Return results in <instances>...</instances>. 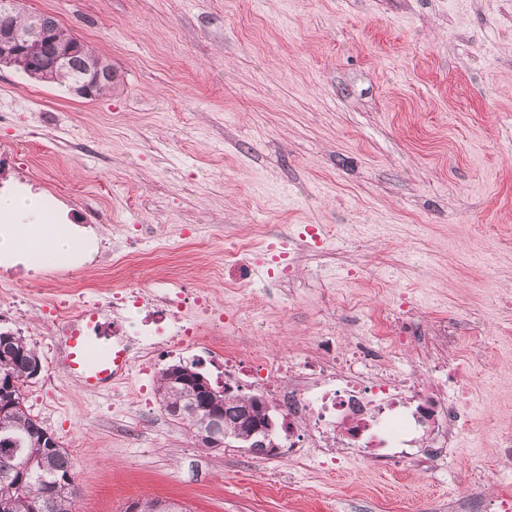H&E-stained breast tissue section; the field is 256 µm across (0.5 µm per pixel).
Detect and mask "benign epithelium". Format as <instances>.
I'll list each match as a JSON object with an SVG mask.
<instances>
[{
	"instance_id": "7a95c632",
	"label": "benign epithelium",
	"mask_w": 512,
	"mask_h": 512,
	"mask_svg": "<svg viewBox=\"0 0 512 512\" xmlns=\"http://www.w3.org/2000/svg\"><path fill=\"white\" fill-rule=\"evenodd\" d=\"M55 28L53 18L46 14L27 13L21 24H1L0 64L6 63L34 77L40 74L38 59L45 54L54 70L71 76L70 89L82 98L91 97L97 86L110 87L117 82V72L108 59L86 53L79 39L69 42L53 39ZM231 415L239 422L249 419V413L224 405V415L209 413L196 427L198 446L231 447L223 426V418Z\"/></svg>"
}]
</instances>
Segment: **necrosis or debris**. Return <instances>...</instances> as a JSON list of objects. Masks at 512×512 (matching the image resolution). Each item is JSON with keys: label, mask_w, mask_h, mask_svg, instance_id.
Instances as JSON below:
<instances>
[{"label": "necrosis or debris", "mask_w": 512, "mask_h": 512, "mask_svg": "<svg viewBox=\"0 0 512 512\" xmlns=\"http://www.w3.org/2000/svg\"><path fill=\"white\" fill-rule=\"evenodd\" d=\"M99 310L125 323L131 307L170 312L172 325L145 337L143 329L115 333L113 351L125 352L128 371L155 368L160 349L185 343L224 352V373L260 387L284 411L297 441L288 459L303 470L331 469L364 448L413 461L435 474L447 469L469 426L466 383L473 358L451 352L447 326L351 337L338 348L331 334L314 337L309 352L296 358L271 357L259 349L238 351L228 326L244 328L245 317L227 315L211 299L199 297L190 317H182L180 293L125 284L102 292ZM415 358H406V350ZM497 448L494 505L512 512V430L493 436Z\"/></svg>", "instance_id": "4bbe7bcc"}]
</instances>
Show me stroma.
Here are the masks:
<instances>
[{"label": "stroma", "instance_id": "obj_1", "mask_svg": "<svg viewBox=\"0 0 512 512\" xmlns=\"http://www.w3.org/2000/svg\"><path fill=\"white\" fill-rule=\"evenodd\" d=\"M49 13L121 80L93 99L0 65V193L39 196L57 223L118 239L138 257L106 266L8 268L23 296L172 283L235 301L247 348L297 355L394 312L447 322L464 355L470 430L450 473L361 454L295 474L282 453L195 445L159 407L157 371L97 395L55 365L45 310L0 305V327L38 349L27 404L64 446L79 443L77 512L161 499L184 512H445L495 493L492 433L512 428V0H23ZM308 225L324 250L285 268L225 259ZM335 299L323 303L324 295Z\"/></svg>", "mask_w": 512, "mask_h": 512}]
</instances>
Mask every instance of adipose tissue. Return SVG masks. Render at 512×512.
<instances>
[{
    "instance_id": "ef3b65f1",
    "label": "adipose tissue",
    "mask_w": 512,
    "mask_h": 512,
    "mask_svg": "<svg viewBox=\"0 0 512 512\" xmlns=\"http://www.w3.org/2000/svg\"><path fill=\"white\" fill-rule=\"evenodd\" d=\"M82 248L75 227L52 221L38 196L0 194V262L41 266L72 259Z\"/></svg>"
}]
</instances>
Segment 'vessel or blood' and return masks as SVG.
Masks as SVG:
<instances>
[{
  "label": "vessel or blood",
  "mask_w": 512,
  "mask_h": 512,
  "mask_svg": "<svg viewBox=\"0 0 512 512\" xmlns=\"http://www.w3.org/2000/svg\"><path fill=\"white\" fill-rule=\"evenodd\" d=\"M125 360L124 354L113 353L111 345L86 335L83 326L77 325L71 329L57 364L83 389L99 394L111 387L113 379L123 371Z\"/></svg>",
  "instance_id": "b4317fda"
}]
</instances>
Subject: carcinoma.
Listing matches in <instances>:
<instances>
[{
  "label": "carcinoma",
  "instance_id": "carcinoma-1",
  "mask_svg": "<svg viewBox=\"0 0 512 512\" xmlns=\"http://www.w3.org/2000/svg\"><path fill=\"white\" fill-rule=\"evenodd\" d=\"M2 337L1 333L0 379H11L14 385L10 393L0 396V443L13 439L21 452L14 454L0 448V477L13 478L8 490L0 486V512H75L77 487L72 456L61 442L53 450L47 448L49 430L26 405L24 388L33 382L32 365L39 353L18 334H10L6 341ZM157 394L160 408L168 415L177 402L188 403L194 396L192 388L172 383L167 368L160 373ZM233 402L250 406L263 421L272 415L268 403L257 404L252 395L235 393ZM226 430L236 447L251 446V431L238 427L235 419L226 421Z\"/></svg>",
  "mask_w": 512,
  "mask_h": 512
}]
</instances>
